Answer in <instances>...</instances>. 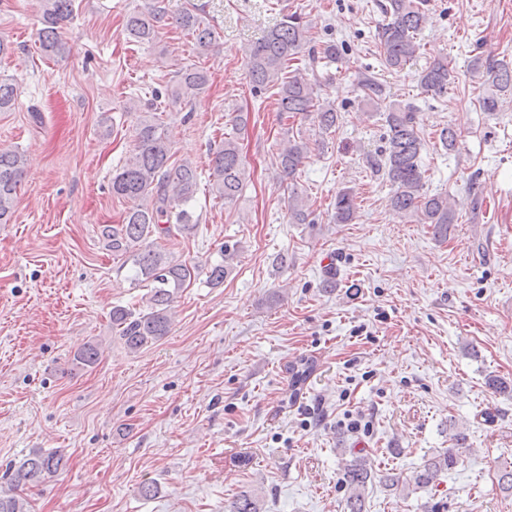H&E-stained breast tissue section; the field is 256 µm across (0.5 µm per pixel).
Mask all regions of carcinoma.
<instances>
[{
	"mask_svg": "<svg viewBox=\"0 0 512 512\" xmlns=\"http://www.w3.org/2000/svg\"><path fill=\"white\" fill-rule=\"evenodd\" d=\"M41 28L38 32L40 49L49 58H61L67 52L61 30L75 13V0H41ZM387 18L378 30V46L387 67L398 69L409 63L420 51L417 36L428 22V14L416 0H385L380 4ZM175 26L191 35L195 44L204 50L214 46L215 32L197 9H172L169 0H151L144 11L134 10L125 16L124 27L133 41L150 44L160 30ZM307 55L308 69L316 64L334 63L341 51L337 44L322 47L312 44V38L301 18L285 14L247 54L246 68L251 89L260 93L269 87L277 88L279 111L312 117L324 133L336 129L339 116L336 108L323 104L315 96V83L291 62ZM473 76H486L500 91L512 90V62L505 59L485 62L473 59ZM452 70L448 57L435 58L419 75V84L427 92L443 94L451 84ZM210 69L195 64L176 71L175 80L167 92L173 102H189L209 85ZM16 103L13 79L0 78V112H9ZM153 114L144 117L136 127L134 147L125 163L112 174V196L132 202L122 223L107 233L112 251L128 256L133 280L149 287L144 310L112 307V328L125 346L137 351L154 343L168 333L171 324V304L175 294L196 276L197 267L187 262L165 257L154 249L153 235L170 236L174 232L189 233L195 229L192 215L184 208L199 191L198 168L188 160L174 159L168 137L156 104L150 105ZM387 126L385 147L375 160L377 169L384 172L394 188L390 197L391 210L401 217H412L431 227L439 237H448L449 225L455 223V211L448 195L427 194L423 191L425 170L420 162L424 141L419 135L416 115L410 105L392 104L385 108ZM310 151L308 143L290 139L280 145L277 159L288 191L289 220L292 224H309L311 211L295 192L294 181ZM26 164L25 154L13 147H0V224H8L14 213L17 191ZM209 182L212 193L233 205L242 194L246 168L235 137L224 136V143L210 150ZM356 213V202L348 190L337 192L333 202L332 219L349 224ZM76 363L91 368L98 361L97 348L89 344L74 355ZM314 365L308 361L292 368L293 395L310 377ZM457 456L448 450L426 459L408 477L395 473H377L365 455L355 456L344 470L348 490L346 512H365V493L375 478L382 479L392 490H411L436 486L442 474L454 467ZM63 465L57 452H34L18 466H9L0 477L7 480L9 491H0V512H23L24 506L15 490L38 482L42 476L56 472ZM229 512H260L258 497L251 492L239 495Z\"/></svg>",
	"mask_w": 512,
	"mask_h": 512,
	"instance_id": "carcinoma-1",
	"label": "carcinoma"
}]
</instances>
